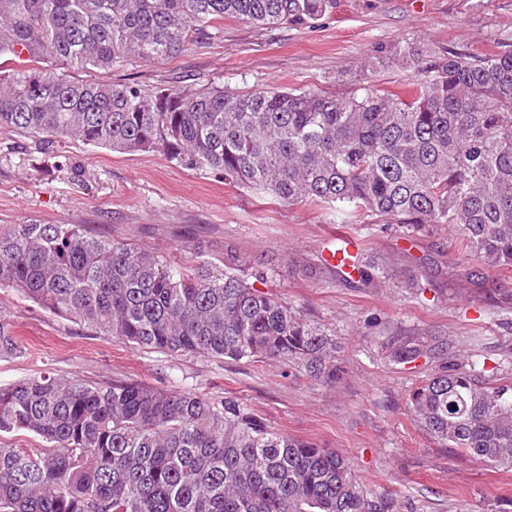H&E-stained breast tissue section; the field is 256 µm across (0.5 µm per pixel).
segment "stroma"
<instances>
[{
    "label": "stroma",
    "mask_w": 512,
    "mask_h": 512,
    "mask_svg": "<svg viewBox=\"0 0 512 512\" xmlns=\"http://www.w3.org/2000/svg\"><path fill=\"white\" fill-rule=\"evenodd\" d=\"M217 38L159 64L135 61L107 78L232 91L268 86L344 95L357 87L407 94L416 80L387 53L399 45L512 53V0H336L303 25L261 28L227 18ZM14 224H86L176 261L217 262L234 251L265 266L262 291L335 330L336 384L199 355L136 349L0 290L19 351L0 357V385L49 373L238 396L288 436L349 459L372 494L399 512H512V470L449 452L414 422L413 387L450 363L488 383L512 382V271L463 254L457 229L412 233L399 224L350 223L335 206H285L157 152L118 153L66 140L43 153L0 131V231ZM385 263L390 284L366 288L326 263L337 228ZM421 340L431 358L394 363V345Z\"/></svg>",
    "instance_id": "35a3bbf8"
}]
</instances>
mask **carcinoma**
Instances as JSON below:
<instances>
[{"mask_svg": "<svg viewBox=\"0 0 512 512\" xmlns=\"http://www.w3.org/2000/svg\"><path fill=\"white\" fill-rule=\"evenodd\" d=\"M336 0H0V55L50 68L0 75V129L54 153L65 139L155 151L283 205H343L349 218L425 231L454 224L490 269L512 268V53L396 48L421 74L413 93L343 97L271 86L144 88L101 79L132 59L159 63L215 37L224 18L315 20ZM99 74L75 81L64 71ZM365 286L385 267L357 256ZM263 270L226 252L187 266L85 224L0 231V290L136 348L251 364L330 385L336 334L258 290ZM18 344L0 312V356ZM428 356L417 343L399 364ZM443 448L512 468V386L450 364L409 395ZM0 512H397L351 462L273 429L234 396L39 375L0 386Z\"/></svg>", "mask_w": 512, "mask_h": 512, "instance_id": "obj_1", "label": "carcinoma"}]
</instances>
